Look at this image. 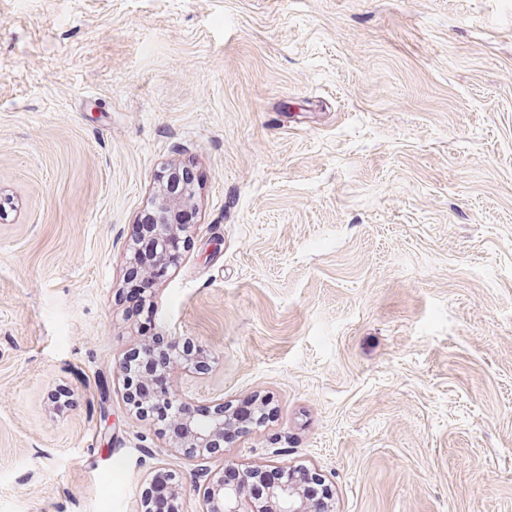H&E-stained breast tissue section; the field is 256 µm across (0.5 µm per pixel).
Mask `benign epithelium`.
<instances>
[{"label":"benign epithelium","mask_w":512,"mask_h":512,"mask_svg":"<svg viewBox=\"0 0 512 512\" xmlns=\"http://www.w3.org/2000/svg\"><path fill=\"white\" fill-rule=\"evenodd\" d=\"M196 194L194 184L181 181L178 194L171 195L163 188L155 197L160 223L171 228H185L178 224V204L185 203ZM159 400L176 403L178 422L183 429V447L190 449L189 458L204 456L202 450L212 447L224 438L233 442L245 437L251 430L245 428L228 405L223 403L214 413H197L186 399H174L170 393L160 395ZM223 468L238 474L232 483L224 481V473L216 472L196 487L203 508L202 512H332L331 501L310 494L309 488L326 486V478L315 467H290L288 478L265 487L262 498L251 493V488L260 481L261 469L244 463L226 461Z\"/></svg>","instance_id":"7a95c632"}]
</instances>
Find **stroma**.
I'll list each match as a JSON object with an SVG mask.
<instances>
[{
	"label": "stroma",
	"instance_id": "stroma-1",
	"mask_svg": "<svg viewBox=\"0 0 512 512\" xmlns=\"http://www.w3.org/2000/svg\"><path fill=\"white\" fill-rule=\"evenodd\" d=\"M198 177L150 336L168 389L267 398L208 460L136 418L125 301ZM334 512H512V0H0V512H138L223 460ZM196 194V188L194 184L189 181H184L181 179L180 190L177 195H170L168 190L165 188L161 189L159 193L155 197V205L157 207V212L160 215L161 224H169L170 228L179 227L185 229L187 224H178V204L185 203L193 198ZM186 225V226H185Z\"/></svg>",
	"mask_w": 512,
	"mask_h": 512
}]
</instances>
